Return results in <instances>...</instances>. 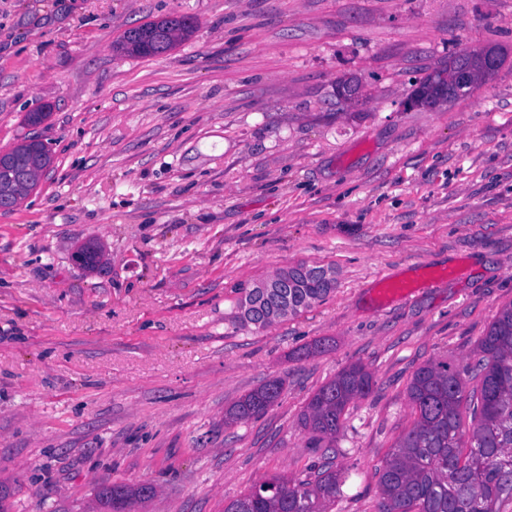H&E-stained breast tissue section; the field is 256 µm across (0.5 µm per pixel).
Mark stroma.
Wrapping results in <instances>:
<instances>
[{
  "mask_svg": "<svg viewBox=\"0 0 512 512\" xmlns=\"http://www.w3.org/2000/svg\"><path fill=\"white\" fill-rule=\"evenodd\" d=\"M169 16L195 22L173 50H114ZM479 46L509 63L407 108ZM31 133L52 167L0 210V512H102L122 484L156 489L133 512H224L306 478L301 414L352 363L375 385L336 436L337 508L374 512L414 372L465 363L512 302V0H0V151ZM91 239L94 271L72 259ZM301 263L334 269L323 301L233 321ZM272 377L278 401L225 425Z\"/></svg>",
  "mask_w": 512,
  "mask_h": 512,
  "instance_id": "obj_1",
  "label": "stroma"
}]
</instances>
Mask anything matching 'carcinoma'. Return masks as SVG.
<instances>
[{
    "label": "carcinoma",
    "mask_w": 512,
    "mask_h": 512,
    "mask_svg": "<svg viewBox=\"0 0 512 512\" xmlns=\"http://www.w3.org/2000/svg\"><path fill=\"white\" fill-rule=\"evenodd\" d=\"M192 22L168 17L127 29L116 42L130 56L160 55L192 33ZM16 168L32 173L21 184L0 175V193L22 198L37 185L38 172L51 163L46 146L27 138L10 150ZM83 267L93 270L101 250L94 241L80 248ZM290 279L272 291L262 308L285 306L295 316L324 300L334 288L316 268L304 275L285 269ZM372 373L352 364L322 385L302 414L316 444H325L324 461L314 477L293 480L273 476L224 507V512H329L341 498L340 473L334 467V442L348 406L373 391ZM284 389L275 377L248 393L224 413L232 425L264 413ZM415 416L387 455L379 476L375 512H512V302L503 306L480 337L464 365L435 360L419 367L407 391ZM471 427L462 428L464 409ZM154 495L150 485L114 487L102 506L124 512Z\"/></svg>",
    "instance_id": "1"
}]
</instances>
